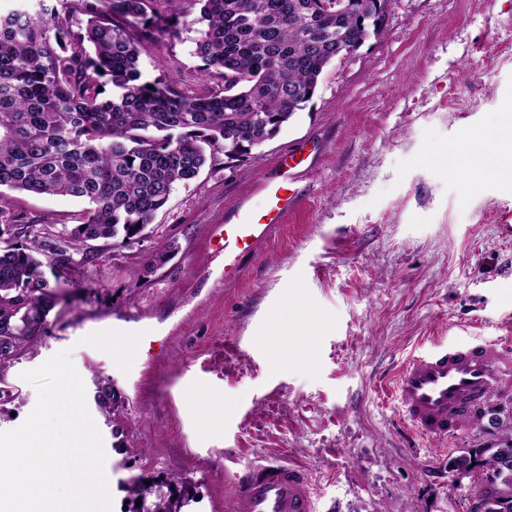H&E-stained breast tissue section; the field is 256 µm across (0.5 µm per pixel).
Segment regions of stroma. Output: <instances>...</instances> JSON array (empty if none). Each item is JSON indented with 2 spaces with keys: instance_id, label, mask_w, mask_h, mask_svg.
Masks as SVG:
<instances>
[{
  "instance_id": "obj_1",
  "label": "stroma",
  "mask_w": 512,
  "mask_h": 512,
  "mask_svg": "<svg viewBox=\"0 0 512 512\" xmlns=\"http://www.w3.org/2000/svg\"><path fill=\"white\" fill-rule=\"evenodd\" d=\"M196 37L184 28L151 45L144 76L216 87ZM511 109L512 0H389L382 34L333 62L245 163L175 185L130 246L97 242L95 264L61 282L47 336L7 369L0 431L36 404L23 372L66 350L103 440L112 512H124L133 477L189 494L186 512H225L239 467L279 454L308 469L317 512H471L445 464L497 429L468 421L432 447L382 390L428 337L495 340L512 323V236L500 229L512 185L464 172L471 134ZM291 154L296 210L225 284L215 226L240 198L262 210L257 183ZM8 198L46 232L84 208L70 196ZM163 250L168 261L150 267ZM304 306L309 319L292 318ZM141 327L164 339L163 355L133 344ZM103 381L122 402L118 420L93 400Z\"/></svg>"
}]
</instances>
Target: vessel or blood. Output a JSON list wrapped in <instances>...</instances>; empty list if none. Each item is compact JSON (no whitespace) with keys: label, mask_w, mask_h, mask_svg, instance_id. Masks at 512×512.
I'll use <instances>...</instances> for the list:
<instances>
[{"label":"vessel or blood","mask_w":512,"mask_h":512,"mask_svg":"<svg viewBox=\"0 0 512 512\" xmlns=\"http://www.w3.org/2000/svg\"><path fill=\"white\" fill-rule=\"evenodd\" d=\"M260 189L267 200L263 218H255L241 201L225 214L223 226L214 232L224 254L225 280L240 277L242 259L254 253L297 204V193L288 182L266 180ZM511 378L512 357L502 345L473 336L412 355L389 392L416 433L444 443ZM229 512H317L310 474L285 457L256 458L234 475Z\"/></svg>","instance_id":"vessel-or-blood-1"}]
</instances>
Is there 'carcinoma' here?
I'll use <instances>...</instances> for the list:
<instances>
[{
  "instance_id": "1",
  "label": "carcinoma",
  "mask_w": 512,
  "mask_h": 512,
  "mask_svg": "<svg viewBox=\"0 0 512 512\" xmlns=\"http://www.w3.org/2000/svg\"><path fill=\"white\" fill-rule=\"evenodd\" d=\"M20 0L0 12V385L18 349L47 333L56 304L50 265L67 272L95 258L93 243L126 247L179 182L222 154L244 162L314 96L339 44L363 43L375 0ZM196 27L202 70L223 85L187 94L148 81L140 57L175 36L168 5ZM68 195L86 203L51 237L13 209L3 190ZM114 416L112 385L98 386ZM486 448L448 456V473L474 484V512H512V421ZM133 512H182L185 499L127 483Z\"/></svg>"
}]
</instances>
